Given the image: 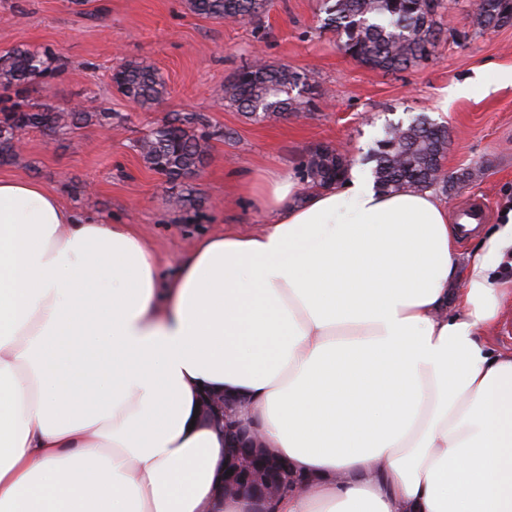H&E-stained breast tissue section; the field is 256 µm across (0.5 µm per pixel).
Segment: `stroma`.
Listing matches in <instances>:
<instances>
[{"label":"stroma","instance_id":"stroma-1","mask_svg":"<svg viewBox=\"0 0 512 512\" xmlns=\"http://www.w3.org/2000/svg\"><path fill=\"white\" fill-rule=\"evenodd\" d=\"M322 0H272L259 19L217 21L191 12L186 0H0V53L17 46L51 47L61 71L34 79L30 100L66 107L87 100L109 112V125L88 124L66 135L31 129L0 178H31L76 213L136 225L163 274L172 277L203 234L231 226L262 230L264 219L239 196L233 172L266 165L305 175L312 152L330 145L352 166L367 168V151L385 128L421 116L448 128V175L476 179L442 194L449 212L485 202L483 227L512 200V21L479 31L472 0H442L434 54L403 71L385 73L349 56L322 28ZM305 74L318 95L300 112L259 121L224 104V85L255 59ZM147 60L167 93L143 108L111 81L114 68ZM469 82L466 94L456 86ZM205 115L212 136L207 160L192 178L193 201L168 202L170 185L150 170L136 142L177 113Z\"/></svg>","mask_w":512,"mask_h":512}]
</instances>
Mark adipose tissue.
Masks as SVG:
<instances>
[{"label":"adipose tissue","mask_w":512,"mask_h":512,"mask_svg":"<svg viewBox=\"0 0 512 512\" xmlns=\"http://www.w3.org/2000/svg\"><path fill=\"white\" fill-rule=\"evenodd\" d=\"M240 192L263 231L170 280L135 225L0 179V512H258L207 392L304 475L273 512H512V210L463 255L428 190ZM502 316L499 330L493 336H487L486 340L499 349L512 350V298L504 303Z\"/></svg>","instance_id":"obj_1"}]
</instances>
